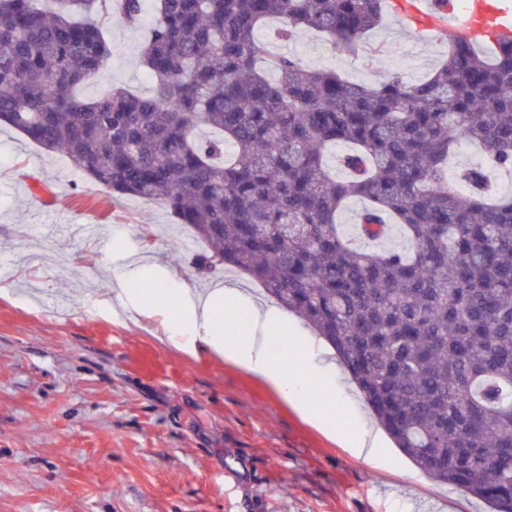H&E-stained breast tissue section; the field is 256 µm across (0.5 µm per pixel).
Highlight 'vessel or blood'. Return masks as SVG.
I'll return each instance as SVG.
<instances>
[{"mask_svg": "<svg viewBox=\"0 0 512 512\" xmlns=\"http://www.w3.org/2000/svg\"><path fill=\"white\" fill-rule=\"evenodd\" d=\"M396 7L419 30L445 32L477 45L490 40L488 23L512 31V0H398Z\"/></svg>", "mask_w": 512, "mask_h": 512, "instance_id": "obj_1", "label": "vessel or blood"}]
</instances>
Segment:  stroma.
I'll use <instances>...</instances> for the list:
<instances>
[{"label":"stroma","mask_w":512,"mask_h":512,"mask_svg":"<svg viewBox=\"0 0 512 512\" xmlns=\"http://www.w3.org/2000/svg\"><path fill=\"white\" fill-rule=\"evenodd\" d=\"M107 84L150 85L140 63L145 29L113 23ZM260 37L273 54L336 68L370 84L390 72L423 79L448 52L442 34L415 51L398 14L386 12L357 54L319 34L289 43ZM160 205L116 199L60 155L0 131V512H488L464 488L432 480L392 440L372 456L347 443L376 423L333 349L293 313L275 359L326 375L302 417L267 383L216 354L193 351L189 325L173 324L175 295L154 313L116 312L115 271L142 260L143 280L182 279L212 289L232 281L249 300L263 291L229 272L198 279L201 252ZM96 224L95 236L76 233ZM153 349L179 378L136 370Z\"/></svg>","instance_id":"stroma-1"}]
</instances>
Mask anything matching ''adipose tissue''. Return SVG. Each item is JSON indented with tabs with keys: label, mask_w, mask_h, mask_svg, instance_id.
Wrapping results in <instances>:
<instances>
[{
	"label": "adipose tissue",
	"mask_w": 512,
	"mask_h": 512,
	"mask_svg": "<svg viewBox=\"0 0 512 512\" xmlns=\"http://www.w3.org/2000/svg\"><path fill=\"white\" fill-rule=\"evenodd\" d=\"M178 288L179 308L174 317L190 325L192 346L235 361L269 382L285 399L306 403L312 390V380L299 379L291 365L277 361L267 349L275 319L271 307L252 306L249 330L228 339L220 331L216 312L223 302L239 297L237 286L228 282L204 296L195 292L191 283L183 279L179 280Z\"/></svg>",
	"instance_id": "obj_1"
}]
</instances>
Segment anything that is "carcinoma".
I'll return each instance as SVG.
<instances>
[{
    "label": "carcinoma",
    "mask_w": 512,
    "mask_h": 512,
    "mask_svg": "<svg viewBox=\"0 0 512 512\" xmlns=\"http://www.w3.org/2000/svg\"><path fill=\"white\" fill-rule=\"evenodd\" d=\"M0 0V125L115 198L152 201L204 244L203 279L250 277L336 351L374 417L431 478L512 512V34L463 39L417 83L273 55L317 31L358 52L385 0ZM146 94L105 80L104 21L137 28ZM275 70L268 77L263 63ZM462 142L485 161L448 172ZM339 145L350 149L333 154ZM366 207L352 244L339 216ZM249 313L224 311L243 331Z\"/></svg>",
    "instance_id": "cac0c4a2"
}]
</instances>
